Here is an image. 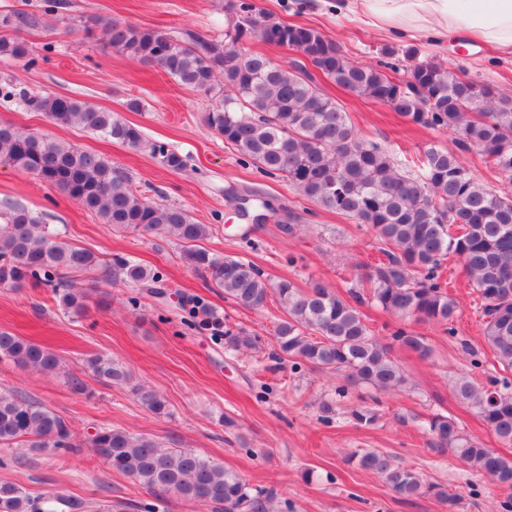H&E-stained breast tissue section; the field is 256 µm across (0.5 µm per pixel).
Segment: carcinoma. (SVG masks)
Listing matches in <instances>:
<instances>
[{"instance_id":"obj_1","label":"carcinoma","mask_w":512,"mask_h":512,"mask_svg":"<svg viewBox=\"0 0 512 512\" xmlns=\"http://www.w3.org/2000/svg\"><path fill=\"white\" fill-rule=\"evenodd\" d=\"M227 27L221 41L193 31L167 34L97 16L84 26L98 29L110 49L154 64L182 86L211 96L206 122L238 159L260 172L278 177L320 208L356 219L372 228L387 246L386 259L357 275L361 288L344 298L320 282L303 289L282 279L271 282L250 261L219 256L197 245L210 234L178 207L150 201L137 193L129 175L98 154L45 137L26 134L0 123V165L35 175L56 186L106 224L153 234L163 233L181 243L184 259L208 288L244 308L260 310L277 303L281 317L274 328L276 358L305 363L341 379L336 394L364 384L379 392L403 388L407 377L391 348L397 344L421 357L430 353L424 337L397 328L380 343L359 305L368 300L400 318L439 324L454 334L457 302L441 282L442 265L453 256L480 300L484 340L503 376L491 388H478L461 377L454 383L458 401L476 409L485 425L512 445V191H496L482 183L458 156L430 147L416 160L414 176L403 170L381 144L362 139L349 112L326 94L305 63L279 65L243 48L257 39L277 47L302 50L312 56L319 73L350 96L385 105L425 128L451 130L461 151L475 148L501 180L512 188V98L495 94L466 74L431 60H420L415 46H386V60L354 64L340 46L309 25L294 24L256 8L249 0H228ZM29 48L20 40L0 38V56L23 59ZM415 61L408 78L416 89L397 93L398 56ZM34 112H44L60 127H79L134 149H145L178 171L185 160L165 145L147 142L141 131L113 113L63 96H23ZM96 271L109 283L120 279L132 288L157 293L163 276L126 258L113 262L69 245L59 228L43 214L23 204L7 202L0 209V287L43 284L58 306L80 316L87 310L86 293L68 284L65 274ZM202 316L195 326L222 333L224 349L240 352L258 345V337L233 330L213 313L195 305ZM42 373L59 369L50 349L11 331L0 330V359ZM98 378L128 384L123 365L105 355L87 361ZM131 391L156 415L167 402L153 390L135 384ZM353 421L373 426L378 412L351 410ZM427 433L435 448L467 462L491 479L504 495L501 507L512 512V456L503 455L462 434L455 419L434 415ZM80 447L67 422L41 403L14 392H0V447L13 449ZM89 446L112 471L133 478L157 503L143 506L158 512L166 496L212 506L213 512H269L272 495L252 496L236 472L188 449L172 450L149 435L116 428H99ZM361 468L379 474L402 499L432 496L459 512L461 496L429 481L423 473L392 463L380 451L358 456ZM79 504L64 497H34L23 487L0 483V512H55Z\"/></svg>"}]
</instances>
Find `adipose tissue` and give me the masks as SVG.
I'll return each instance as SVG.
<instances>
[{
	"mask_svg": "<svg viewBox=\"0 0 512 512\" xmlns=\"http://www.w3.org/2000/svg\"><path fill=\"white\" fill-rule=\"evenodd\" d=\"M330 7L393 38L438 46L455 33L512 53V0H332Z\"/></svg>",
	"mask_w": 512,
	"mask_h": 512,
	"instance_id": "obj_1",
	"label": "adipose tissue"
}]
</instances>
